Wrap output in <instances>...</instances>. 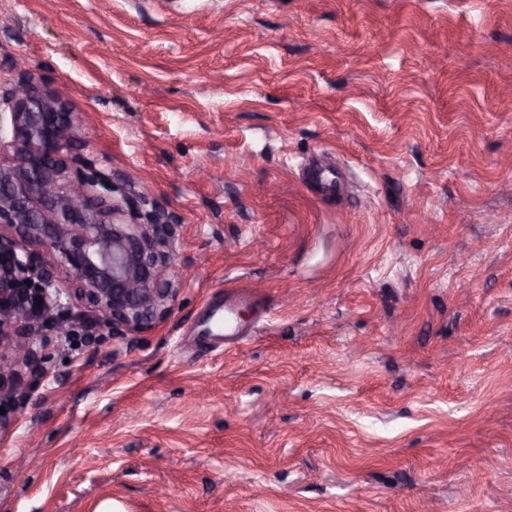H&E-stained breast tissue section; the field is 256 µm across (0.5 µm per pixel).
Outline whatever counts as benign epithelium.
Listing matches in <instances>:
<instances>
[{
    "label": "benign epithelium",
    "instance_id": "7a95c632",
    "mask_svg": "<svg viewBox=\"0 0 512 512\" xmlns=\"http://www.w3.org/2000/svg\"><path fill=\"white\" fill-rule=\"evenodd\" d=\"M0 102L9 109L0 113V269L9 275L0 277V340L12 337L14 352L0 354L2 385L17 361L33 356L50 290L92 306L113 330L132 333L166 317L176 289L165 280L174 225L157 218L129 224L121 205L98 191V179L68 176L62 151L81 124L79 113L22 81ZM11 279L39 287L29 296Z\"/></svg>",
    "mask_w": 512,
    "mask_h": 512
}]
</instances>
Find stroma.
<instances>
[{
  "label": "stroma",
  "mask_w": 512,
  "mask_h": 512,
  "mask_svg": "<svg viewBox=\"0 0 512 512\" xmlns=\"http://www.w3.org/2000/svg\"><path fill=\"white\" fill-rule=\"evenodd\" d=\"M21 77L177 294L52 306L0 512H512V0H0Z\"/></svg>",
  "instance_id": "obj_1"
}]
</instances>
